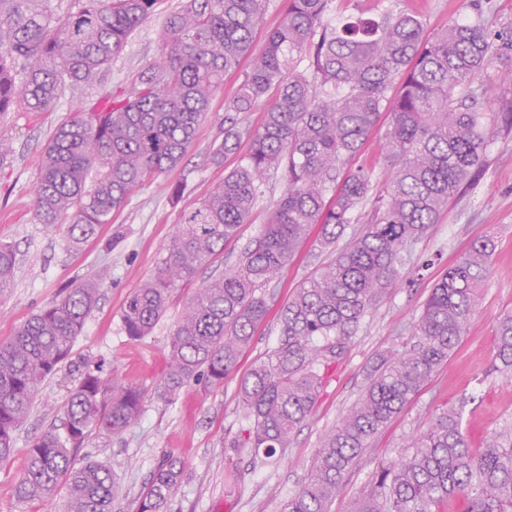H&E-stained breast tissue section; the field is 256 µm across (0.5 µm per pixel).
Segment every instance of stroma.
I'll list each match as a JSON object with an SVG mask.
<instances>
[{"mask_svg": "<svg viewBox=\"0 0 512 512\" xmlns=\"http://www.w3.org/2000/svg\"><path fill=\"white\" fill-rule=\"evenodd\" d=\"M179 0H157L153 17L144 23L113 58L101 87L129 85L134 75L156 57L162 22ZM419 13L428 31L471 16L473 0H402ZM240 75L224 79V90L213 100L196 139L180 165L149 180L114 212L111 223L79 248H71L58 230L35 223L32 190L37 180L40 151L55 127L85 99L86 90L67 92L52 112L16 115L6 131L13 157L0 167V240L17 252L14 282L0 298V340L59 299L64 289L107 269L108 278L69 358L40 387L30 411L15 433V452L0 463V512H46L39 501H18L15 484L33 440L60 429L71 390L85 368L96 367L104 380L120 378L144 393L142 413L120 434L91 431L76 450L77 459L106 464L123 487L112 512H136L153 473L168 455L181 458L184 474L175 495L174 512H281L288 498L305 482L323 433L334 426L357 399L380 354L405 343L434 284L468 249L471 242L491 235L495 253L483 299L470 328L455 353L433 375L406 410L378 436L356 472L330 506L346 512L350 501L368 484L379 467L399 461L406 442L427 430L443 410L457 409L472 447L512 421V381L494 368L495 326L499 316L512 311V132L495 137L487 149L483 175L449 200L438 224L415 245L403 269L401 284L367 317L352 338L345 358L329 374L316 408L290 446L264 466H253L248 455L231 448L240 428L238 382L279 338L278 311L297 288L326 260L314 243H307L294 261L266 287L271 310L259 327L252 348L238 371L213 388L192 383L174 402L158 396L167 371L170 334L184 303L197 289L186 283L175 290L172 302L149 336H126L121 313L128 295L156 268L165 254L184 211L196 207L250 149L241 140L225 156L223 165L210 160L223 133L220 122ZM184 191L172 199L173 184ZM284 189L281 175L270 178L248 224L222 255L207 264L200 279L230 269L266 222L273 202Z\"/></svg>", "mask_w": 512, "mask_h": 512, "instance_id": "1", "label": "stroma"}]
</instances>
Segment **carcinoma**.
<instances>
[{"label":"carcinoma","instance_id":"obj_1","mask_svg":"<svg viewBox=\"0 0 512 512\" xmlns=\"http://www.w3.org/2000/svg\"><path fill=\"white\" fill-rule=\"evenodd\" d=\"M393 0L376 18L348 17L330 28L332 0H288L282 22L224 105V139L212 160L224 161L243 138L250 151L200 203L183 214L155 272L126 299V335L142 339L165 315L172 292L192 281L238 235L263 192L281 173L284 191L235 266L210 276L174 325L167 402L191 382L224 386L269 313L265 287L292 262L314 229L336 243L373 204L354 232L295 297L282 305L277 345L239 381L243 428L232 447L265 463L288 447L312 415L330 367L374 308L399 285L411 249L437 223L448 199L484 170L493 137L512 131V89L488 98L473 83L494 59V40L512 50V22L492 37L474 14L431 36L423 19ZM156 0H0V127L19 112L52 111L66 91L100 85ZM267 0H183L163 22L158 58L131 85L90 97L58 124L43 147L33 190L35 222L63 231L79 247L112 212L154 176L176 167L193 144L224 76L251 54ZM309 64L300 68L303 60ZM264 108L260 126L239 115ZM388 176L352 161L380 114ZM494 240L484 236L448 269L426 301L411 339L388 351L354 405L326 431L308 481L282 512H329L374 439L425 387L454 352L476 313ZM16 251L0 242V297L13 285ZM104 276L66 290L0 342V463L14 451V432L41 384L71 354L99 297ZM495 362L512 373V314L496 327ZM139 389L98 371L82 373L69 398L63 432L48 431L28 451L15 484L20 501L50 505L68 485L65 512H112L121 494L97 461L77 466L74 451L92 427L120 433L142 409ZM411 455L383 466L347 512H440L460 499L463 512H512V425L472 448L461 413L442 412L407 442ZM183 463L168 456L154 472L137 512H170Z\"/></svg>","mask_w":512,"mask_h":512}]
</instances>
